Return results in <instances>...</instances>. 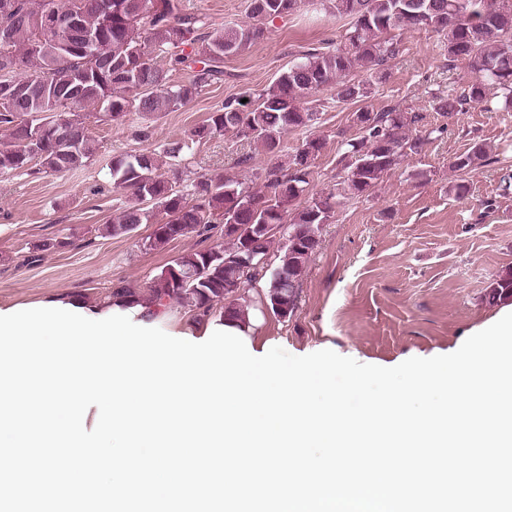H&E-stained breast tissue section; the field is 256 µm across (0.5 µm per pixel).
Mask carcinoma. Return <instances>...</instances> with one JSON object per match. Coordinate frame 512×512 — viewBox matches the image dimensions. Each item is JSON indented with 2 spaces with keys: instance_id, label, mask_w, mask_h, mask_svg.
Masks as SVG:
<instances>
[{
  "instance_id": "obj_1",
  "label": "carcinoma",
  "mask_w": 512,
  "mask_h": 512,
  "mask_svg": "<svg viewBox=\"0 0 512 512\" xmlns=\"http://www.w3.org/2000/svg\"><path fill=\"white\" fill-rule=\"evenodd\" d=\"M78 0H0V60L13 64L9 79L24 89V96L0 109V174L24 169L32 160L33 132L27 118L48 113L49 125L73 131L78 145L69 152L47 129L43 132L39 165L47 172L64 173L83 166L92 156L85 119L100 108L112 120L130 112H172L189 102L198 89L224 73V58L240 53L264 36L262 22L296 12L306 0H251L255 22L238 27H218L209 17L187 8L186 0H83L81 26L66 39V46L44 18L43 5L52 12H71ZM329 13L350 19L344 41L334 49L310 53L289 66L273 85L249 103L224 102L191 132V140L207 141L231 132L252 140L273 153L280 137L305 127L313 113L303 104L312 93L336 89L342 101L369 97L370 84L352 78L356 66L380 70L396 54L393 33L428 30L447 37L448 58L468 61L475 77L462 94L439 98L436 109L451 115L487 102L492 86L507 90L512 104V0H326ZM157 51L170 54L176 65L196 67L191 82L173 84L168 70L154 61ZM70 70L74 82L60 76ZM75 96L78 110L62 100ZM422 120L389 109L354 113L362 131L347 143L348 163L336 193L307 200L289 210L309 185L310 168L325 143L308 138L297 150L288 169L271 167L264 182L252 190L235 178L198 180L186 193L158 173L151 154L112 157L110 172L115 188L132 196L118 220L106 231L132 232L140 224L154 225L145 245L156 247L192 233L209 231L213 210H223L228 244L195 250L167 265L152 289L151 302L166 306L175 297L210 312L224 303L222 318L247 325L238 292L269 277L267 301L274 314L295 312L299 280L319 245L322 226L329 223L335 197L361 196L393 169L406 151L424 145L402 130ZM484 144L475 142L455 157L452 168L472 172L487 165ZM285 226L287 239L277 265L250 266L242 250L258 257L268 255L274 232ZM512 298V268L503 270L490 286L489 302Z\"/></svg>"
}]
</instances>
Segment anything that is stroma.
<instances>
[{"label": "stroma", "mask_w": 512, "mask_h": 512, "mask_svg": "<svg viewBox=\"0 0 512 512\" xmlns=\"http://www.w3.org/2000/svg\"><path fill=\"white\" fill-rule=\"evenodd\" d=\"M187 3L219 26L251 21L250 0ZM348 26V18L310 0L300 11L267 20L262 40L225 58L223 81L199 88L177 111L132 112L108 123L88 117L93 155L83 167L0 175V310L60 308L105 319L119 312L113 291L125 288L138 299L136 312L148 316L155 280L166 265L223 242L216 229L208 238L191 234L148 249L152 225L127 235L107 233L130 202L113 186V155L154 154L161 173L184 189L203 175L258 183L272 166L287 167L307 138L319 137L325 148L314 161L308 192H333L347 143L360 132L353 122L356 104L331 89L309 96L313 121L281 137L276 153L229 132L176 159L164 148L187 139L225 101L255 96L307 53L336 47ZM398 49L382 78L363 66L354 77L372 84L365 101L370 110L420 114L421 122L405 134L425 144L404 155L369 193L336 204L300 280L293 315L282 318L267 307L266 281L247 290L244 310L255 348L279 346L295 356L330 349L393 367L411 357L453 353L512 311V300L487 299L496 276L512 267V188L503 183L512 176V108L493 93L486 107L438 112L437 97L458 96L472 80L467 62L449 60L446 38L425 30L401 34ZM476 141L485 145L490 164L468 173L452 169L455 157ZM460 183L468 187L462 196L455 190ZM47 239L66 246L40 250ZM148 318L171 336L199 337L219 324L220 312L205 314L173 299Z\"/></svg>", "instance_id": "stroma-1"}]
</instances>
